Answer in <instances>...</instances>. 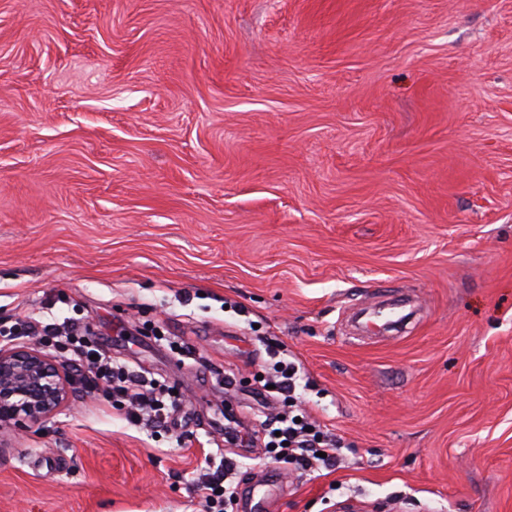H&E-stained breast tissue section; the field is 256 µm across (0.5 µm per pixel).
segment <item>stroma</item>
<instances>
[{
  "label": "stroma",
  "mask_w": 512,
  "mask_h": 512,
  "mask_svg": "<svg viewBox=\"0 0 512 512\" xmlns=\"http://www.w3.org/2000/svg\"><path fill=\"white\" fill-rule=\"evenodd\" d=\"M25 316L183 403L134 426L75 381L0 432V512H203L227 457L281 474L271 512H512V0H0ZM271 343L338 467L225 443L278 404Z\"/></svg>",
  "instance_id": "35a3bbf8"
}]
</instances>
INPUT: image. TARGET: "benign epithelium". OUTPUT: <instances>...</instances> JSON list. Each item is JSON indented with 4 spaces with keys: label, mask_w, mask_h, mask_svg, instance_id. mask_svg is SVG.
<instances>
[{
    "label": "benign epithelium",
    "mask_w": 512,
    "mask_h": 512,
    "mask_svg": "<svg viewBox=\"0 0 512 512\" xmlns=\"http://www.w3.org/2000/svg\"><path fill=\"white\" fill-rule=\"evenodd\" d=\"M69 383L38 348H0V431L52 416L65 404Z\"/></svg>",
    "instance_id": "benign-epithelium-1"
}]
</instances>
